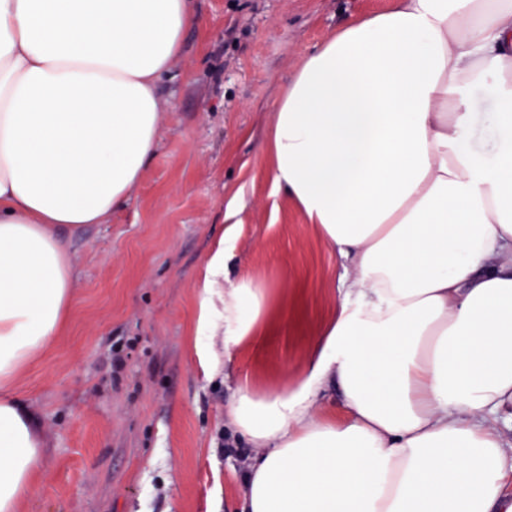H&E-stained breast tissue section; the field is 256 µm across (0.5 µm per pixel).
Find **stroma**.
Wrapping results in <instances>:
<instances>
[{"instance_id":"35a3bbf8","label":"stroma","mask_w":512,"mask_h":512,"mask_svg":"<svg viewBox=\"0 0 512 512\" xmlns=\"http://www.w3.org/2000/svg\"><path fill=\"white\" fill-rule=\"evenodd\" d=\"M392 3L197 0L202 23L161 82L159 147L137 191L108 223L59 230L75 298L12 390L47 441L17 512H225L250 453L219 440L235 387L299 373L344 272L260 145L306 52L348 15ZM229 239L226 281L265 286L270 329L212 376L194 350L193 301Z\"/></svg>"}]
</instances>
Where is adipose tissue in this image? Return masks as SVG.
I'll list each match as a JSON object with an SVG mask.
<instances>
[{
	"instance_id": "obj_1",
	"label": "adipose tissue",
	"mask_w": 512,
	"mask_h": 512,
	"mask_svg": "<svg viewBox=\"0 0 512 512\" xmlns=\"http://www.w3.org/2000/svg\"><path fill=\"white\" fill-rule=\"evenodd\" d=\"M194 0H0V512L45 440L10 394L65 325L56 226L103 224L158 148V84ZM490 92L492 155L467 142ZM272 179L350 273L299 377L236 388L254 448L231 512H512V0H394L315 45L272 110ZM267 293L207 262L195 325L209 373L265 325ZM335 385L344 411L317 415Z\"/></svg>"
}]
</instances>
